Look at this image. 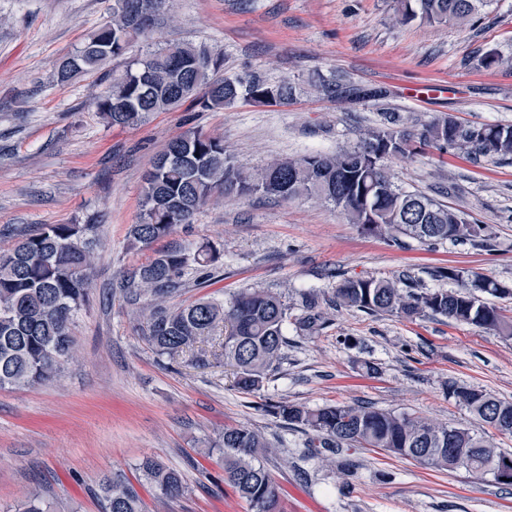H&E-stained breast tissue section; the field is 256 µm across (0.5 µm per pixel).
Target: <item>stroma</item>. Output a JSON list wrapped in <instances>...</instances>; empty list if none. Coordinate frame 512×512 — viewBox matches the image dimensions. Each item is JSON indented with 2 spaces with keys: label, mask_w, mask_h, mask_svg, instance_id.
Wrapping results in <instances>:
<instances>
[{
  "label": "stroma",
  "mask_w": 512,
  "mask_h": 512,
  "mask_svg": "<svg viewBox=\"0 0 512 512\" xmlns=\"http://www.w3.org/2000/svg\"><path fill=\"white\" fill-rule=\"evenodd\" d=\"M112 0H0V249L44 224L96 225L89 301L72 325L76 353L53 381L0 389V512L39 493L51 512H103L99 481L123 474L146 512H248L224 483L217 451L225 426L261 430L278 447L267 467L285 490L284 512H512V487L465 471L439 472L362 450L350 476L304 458L309 435L260 408L261 398L308 407L370 402L480 430L448 399L453 380L512 400V340L441 317L413 321L326 308L329 324L304 337L288 328L285 360L260 396L240 393L217 342L207 359L158 355L141 336L142 299L125 282L153 250L203 243L219 259L189 266L171 306L229 299L246 288L329 297L344 278L408 277L451 288L456 266L512 283V160L427 149L390 163L396 185L464 211L485 227L484 249L465 242L395 245L366 235L316 200L220 196L153 250L129 245L143 178L165 144L186 131L224 139L235 161L331 153L396 112L408 124L452 115L512 124V0H489L466 27L394 24L393 0H174L154 23L156 43H204L225 73L293 82L285 105L241 99L203 110L184 104L141 125L107 126L90 105L106 85L85 74L58 83L60 61L108 20ZM503 58L486 66L483 57ZM380 87L381 100L311 94L314 74ZM379 373L360 375L362 362ZM160 456L188 489L161 504L138 466Z\"/></svg>",
  "instance_id": "1"
}]
</instances>
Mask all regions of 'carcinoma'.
<instances>
[{
  "label": "carcinoma",
  "mask_w": 512,
  "mask_h": 512,
  "mask_svg": "<svg viewBox=\"0 0 512 512\" xmlns=\"http://www.w3.org/2000/svg\"><path fill=\"white\" fill-rule=\"evenodd\" d=\"M173 0H112V18L93 31L61 62L57 76L66 82L79 74L101 70L126 54L135 41H149L152 27L138 23L141 13L156 16ZM486 6V0H395L396 21L414 19L428 25L464 26ZM223 59L205 45L168 43L128 62L123 71L92 101L107 123L134 127L155 112H172L189 101L203 110L222 109L240 98L265 105H284L296 94L295 84L270 83L257 77L224 74ZM310 89L328 99L380 98L381 88H367L328 79L308 81ZM475 150L493 157L512 156V125H465L445 115L412 128L394 116L367 130L353 146L333 153L279 158L262 168L235 162L224 152V139L189 130L169 141L156 154L145 176L142 209L132 225V245L149 249L178 224H189L195 213L216 195H262L281 199L317 197L350 224L394 244L408 238L435 246L466 240L476 248L488 246L489 236L466 214L433 198L398 188L387 161L403 158L413 146ZM92 224H44L0 250V388H25L57 377L71 356V326L87 304L93 264ZM215 250L200 246L154 252L127 282V288L150 297L143 309V339L171 359L196 351L217 330L224 363L234 368V383L246 395L260 393L280 368L288 345L285 329L321 333L328 320L320 295L302 294V313L291 316L282 297L261 289H246L227 302L202 299L171 307L166 299L177 291L179 278L192 263L208 266ZM437 276L457 284L455 289L417 291L407 279L345 278L333 289L330 305L372 315H396L413 320L441 316L512 337V316L482 298L512 296V287L460 267H446ZM448 398L501 435H512V401L479 386L454 381ZM265 407L288 424L311 434L313 457L350 471L352 456L371 449L412 460L436 471L464 469L497 485L512 486V453L493 443L487 432L435 422L422 416L396 413L363 402L307 407L288 401ZM224 484L249 505L250 512H281V489L264 461L278 453L256 429L226 425L221 438ZM142 478L158 497L175 499L186 489L181 472L157 457L139 465ZM105 512H143L135 487L114 473L100 483Z\"/></svg>",
  "instance_id": "cac0c4a2"
}]
</instances>
